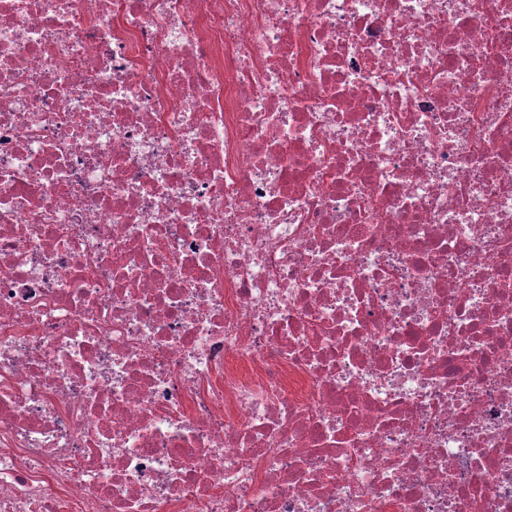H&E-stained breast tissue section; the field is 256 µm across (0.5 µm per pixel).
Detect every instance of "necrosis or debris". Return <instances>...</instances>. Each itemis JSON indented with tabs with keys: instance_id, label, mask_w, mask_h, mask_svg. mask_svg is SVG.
I'll list each match as a JSON object with an SVG mask.
<instances>
[{
	"instance_id": "necrosis-or-debris-1",
	"label": "necrosis or debris",
	"mask_w": 512,
	"mask_h": 512,
	"mask_svg": "<svg viewBox=\"0 0 512 512\" xmlns=\"http://www.w3.org/2000/svg\"><path fill=\"white\" fill-rule=\"evenodd\" d=\"M0 512H512V0H0Z\"/></svg>"
}]
</instances>
